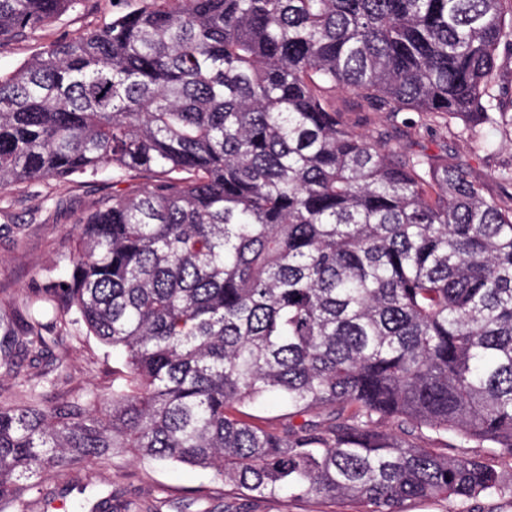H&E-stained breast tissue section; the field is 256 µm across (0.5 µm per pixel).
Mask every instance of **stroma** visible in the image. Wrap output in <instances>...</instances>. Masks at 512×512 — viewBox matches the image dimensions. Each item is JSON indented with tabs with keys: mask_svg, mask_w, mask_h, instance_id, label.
<instances>
[{
	"mask_svg": "<svg viewBox=\"0 0 512 512\" xmlns=\"http://www.w3.org/2000/svg\"><path fill=\"white\" fill-rule=\"evenodd\" d=\"M148 0H83L48 27L0 47V74H6L50 43L102 28L112 18L143 9ZM334 109L353 130L388 129L394 147L440 154L465 167L486 196L503 187L499 168L512 164V140L498 138L497 150L486 155L475 142L460 138L457 119H434L417 112L371 111L355 94L339 90ZM113 179L105 172L69 182L46 179L12 186L0 193V312L23 309L47 278H67L58 259L75 245L80 212L111 195ZM25 372L48 374L44 393L62 399L84 391L107 393L112 373L121 363L95 337L82 333L49 340L39 357L18 356ZM43 495H30L28 512H71L79 494L111 496L119 512H357L348 501L323 497L246 499L214 479L212 473L183 464L161 465L120 453L93 465L64 470L49 477Z\"/></svg>",
	"mask_w": 512,
	"mask_h": 512,
	"instance_id": "stroma-1",
	"label": "stroma"
}]
</instances>
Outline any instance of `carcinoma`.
<instances>
[{
	"label": "carcinoma",
	"mask_w": 512,
	"mask_h": 512,
	"mask_svg": "<svg viewBox=\"0 0 512 512\" xmlns=\"http://www.w3.org/2000/svg\"><path fill=\"white\" fill-rule=\"evenodd\" d=\"M80 0H0V46ZM512 0H150L0 75V191L152 178L78 219L18 346L84 332L106 394L0 399V512L44 475L131 450L250 497L511 498L512 194L360 134L330 94L512 139ZM279 397L288 425L244 408ZM330 412L325 423L293 418ZM445 451L419 444L422 429ZM460 450L480 457L484 463L501 472L505 477L512 474V460L497 455L490 448H460Z\"/></svg>",
	"instance_id": "obj_1"
}]
</instances>
